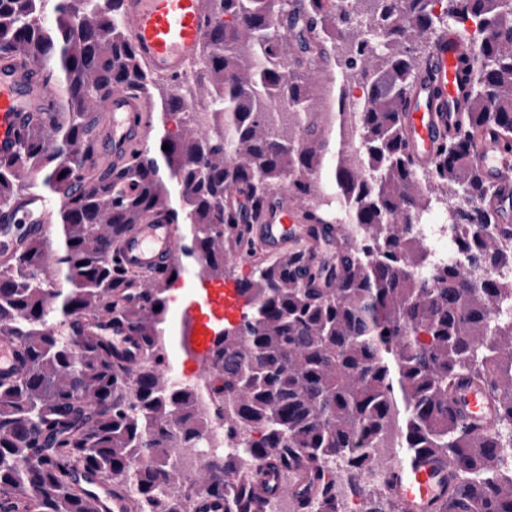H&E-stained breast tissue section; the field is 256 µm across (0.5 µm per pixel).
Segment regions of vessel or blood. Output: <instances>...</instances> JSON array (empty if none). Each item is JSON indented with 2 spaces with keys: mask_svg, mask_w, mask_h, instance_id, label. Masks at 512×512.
I'll return each instance as SVG.
<instances>
[{
  "mask_svg": "<svg viewBox=\"0 0 512 512\" xmlns=\"http://www.w3.org/2000/svg\"><path fill=\"white\" fill-rule=\"evenodd\" d=\"M121 9L136 52L153 73L173 77L198 59L205 31L201 0H121ZM467 56L466 46L455 36L435 43L401 103L406 145L417 168H427L433 162L438 143L455 127L466 104ZM52 99L53 88L40 72L0 62V159L14 154L35 118L49 117ZM149 117V106L141 96L130 90H113L98 106L92 139L107 147L113 164H120L133 145L144 141ZM471 162L495 190L501 224H511L512 148L496 131L483 130L474 138ZM61 204V198L30 192L0 210V263L12 261L30 240L45 237L50 216ZM254 224V246L273 255L287 253L290 236L305 230L284 191L273 194ZM178 244L174 225L163 216H149L134 226L118 250L133 277L125 290L126 299L141 297L146 279L174 264ZM241 308L235 284L219 282L197 287L181 307L179 346L199 375L206 377L212 372L209 355L224 333V314ZM85 330L111 338L116 350L129 360L139 359L138 341L122 323L100 315L86 321ZM24 370L10 338L0 336V380L17 379ZM455 399L469 425L483 430L495 423L498 406L480 386L460 383ZM448 472L445 462L432 457L398 462L390 484L401 512H435L446 492ZM79 484L91 492L99 512H131L129 501L100 479L83 477Z\"/></svg>",
  "mask_w": 512,
  "mask_h": 512,
  "instance_id": "b4317fda",
  "label": "vessel or blood"
}]
</instances>
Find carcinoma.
I'll return each mask as SVG.
<instances>
[{"instance_id": "cac0c4a2", "label": "carcinoma", "mask_w": 512, "mask_h": 512, "mask_svg": "<svg viewBox=\"0 0 512 512\" xmlns=\"http://www.w3.org/2000/svg\"><path fill=\"white\" fill-rule=\"evenodd\" d=\"M97 0H0V58L30 68L52 64L59 88L50 124L35 123L10 159L0 160V208L40 184L63 199L54 220L62 243L31 240L0 266V333L27 369L0 382V512H97L74 483L84 470L112 484L136 512H198V495L224 512H267L288 497L292 512H346L327 464L345 461L356 512H399L389 487L364 483L366 449L393 421L410 457L451 466L437 512H512V279L475 280L434 264L413 225L432 205L469 229L459 250L486 269L512 267V229L491 205L494 190L470 162L473 133L498 130L512 144V11L505 0H204L202 66L194 101L209 109L201 129L187 101L136 53L120 10ZM53 4L54 24L47 23ZM454 34L469 48L464 112L416 168L399 106L433 44ZM472 21L474 26L466 25ZM347 45L365 86L361 152H329L319 125L272 117L271 100L322 110L318 79L333 74ZM143 95L165 126L160 144L133 146L126 164L88 173L92 114L114 89ZM330 185L351 222L322 206L309 223L336 234V263L301 283L302 246L238 280L252 317L224 332L211 381L227 444L245 458L181 465L173 445L208 431L197 394L175 387L163 368L164 293L181 261L147 279L140 303L123 301L130 278L117 244L153 213L186 226L180 256L199 281L223 278L243 244L240 201L260 213L288 186L299 203ZM136 181L131 193L119 189ZM106 315L137 336L144 359H113L107 341L81 321ZM481 383L497 400L488 430L466 424L457 384ZM278 466L272 485L264 463Z\"/></svg>"}]
</instances>
